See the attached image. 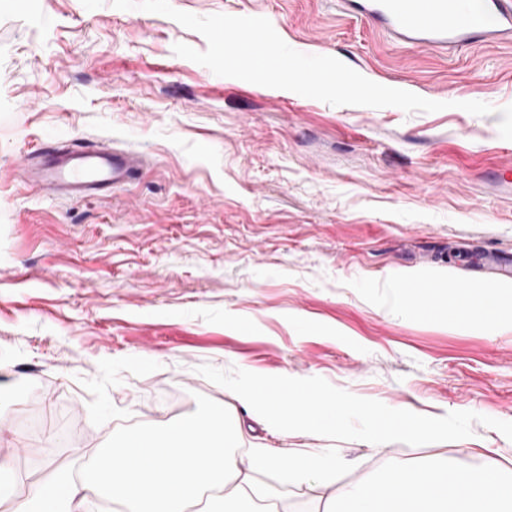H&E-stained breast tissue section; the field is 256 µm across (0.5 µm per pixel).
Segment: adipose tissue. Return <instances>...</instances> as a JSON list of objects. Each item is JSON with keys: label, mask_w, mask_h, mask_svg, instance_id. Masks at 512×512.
Listing matches in <instances>:
<instances>
[{"label": "adipose tissue", "mask_w": 512, "mask_h": 512, "mask_svg": "<svg viewBox=\"0 0 512 512\" xmlns=\"http://www.w3.org/2000/svg\"><path fill=\"white\" fill-rule=\"evenodd\" d=\"M489 311L478 313L468 297L455 302L425 290L403 303L408 310L451 309V324L499 325L512 319V303L490 296ZM225 410L214 407L198 417L175 419L163 430L143 426L124 431L81 482L58 475L36 484L22 499L0 464V503L15 501L14 512H75L78 496L111 494L126 512H278L273 493L253 487L236 453L241 436L226 430ZM254 468L286 469L297 476L332 470L335 459L306 452L287 456L252 449ZM331 512H512V477L496 461L471 469L445 461L400 462L376 481L344 489Z\"/></svg>", "instance_id": "ef3b65f1"}]
</instances>
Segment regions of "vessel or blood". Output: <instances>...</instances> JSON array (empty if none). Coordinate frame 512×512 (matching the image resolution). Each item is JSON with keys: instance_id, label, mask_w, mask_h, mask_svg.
<instances>
[{"instance_id": "1", "label": "vessel or blood", "mask_w": 512, "mask_h": 512, "mask_svg": "<svg viewBox=\"0 0 512 512\" xmlns=\"http://www.w3.org/2000/svg\"><path fill=\"white\" fill-rule=\"evenodd\" d=\"M343 11L366 19L396 44L454 53L478 43L512 44V0H481L479 11L464 0H340ZM37 183L68 199H91L135 180L142 163L133 151L109 145L59 142L21 162ZM481 271L512 277V261L485 252Z\"/></svg>"}]
</instances>
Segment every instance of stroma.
<instances>
[{"instance_id":"1","label":"stroma","mask_w":512,"mask_h":512,"mask_svg":"<svg viewBox=\"0 0 512 512\" xmlns=\"http://www.w3.org/2000/svg\"><path fill=\"white\" fill-rule=\"evenodd\" d=\"M175 7L267 18L293 49L445 108L332 106L218 76L173 53L206 50L201 34L110 0H0V462L16 499L56 472L81 480L126 426L218 405L270 451L345 460L325 480L252 471L282 512H324L398 460L512 471V441L479 423L418 447L274 431L197 371L321 377L393 409L512 422V327L458 329L399 303L411 279L512 294L472 271L484 249L512 256V182L497 177L512 162L498 134L512 44L396 45L336 0ZM58 140L134 150L146 168L62 200L20 169Z\"/></svg>"}]
</instances>
